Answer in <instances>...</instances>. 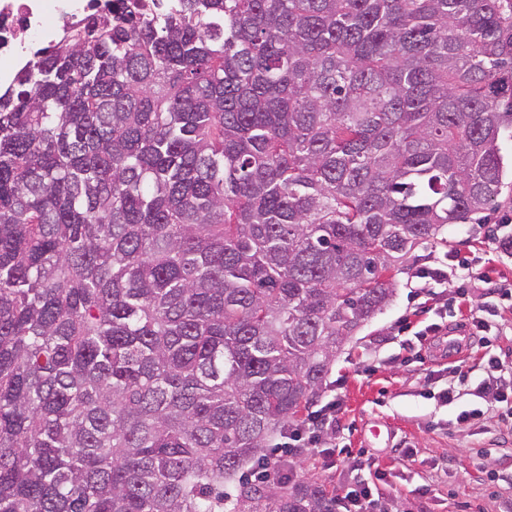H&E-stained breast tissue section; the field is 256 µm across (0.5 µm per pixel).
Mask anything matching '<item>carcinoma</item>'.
I'll list each match as a JSON object with an SVG mask.
<instances>
[{"mask_svg":"<svg viewBox=\"0 0 512 512\" xmlns=\"http://www.w3.org/2000/svg\"><path fill=\"white\" fill-rule=\"evenodd\" d=\"M512 0H159L0 92V512H335L243 466L419 244L498 206Z\"/></svg>","mask_w":512,"mask_h":512,"instance_id":"cac0c4a2","label":"carcinoma"}]
</instances>
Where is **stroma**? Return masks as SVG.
I'll return each mask as SVG.
<instances>
[{
    "mask_svg": "<svg viewBox=\"0 0 512 512\" xmlns=\"http://www.w3.org/2000/svg\"><path fill=\"white\" fill-rule=\"evenodd\" d=\"M506 181L496 210L417 246L395 276L392 301L346 341L322 398L343 402L334 455L348 465L326 469L324 455L310 449L294 461L298 479L339 495L380 472L389 512H512V418L499 416L490 396L463 393L447 406L439 399L448 385L484 378L488 356L512 366V301L488 288L473 293L470 304L458 303L453 279L448 291L433 297L416 276L420 267L445 263L451 251L480 266L483 240L499 225H512V172ZM483 305L491 309L489 328L478 332L471 328V311ZM415 316L427 325L468 328L462 356L449 359L434 348L433 337L413 336L405 321ZM475 406L484 412L480 421L457 423L460 410Z\"/></svg>",
    "mask_w": 512,
    "mask_h": 512,
    "instance_id": "stroma-1",
    "label": "stroma"
}]
</instances>
